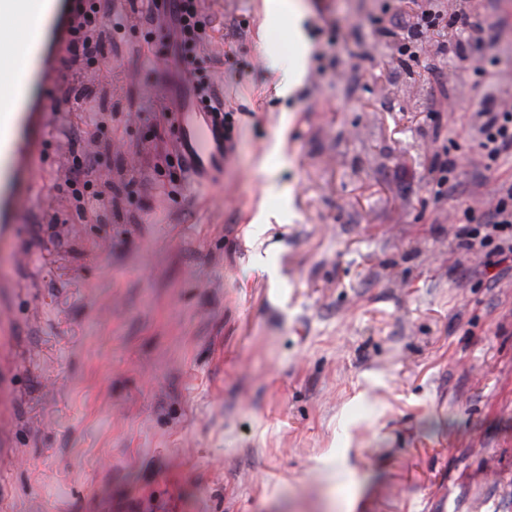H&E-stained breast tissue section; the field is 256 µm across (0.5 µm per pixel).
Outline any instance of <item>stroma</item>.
<instances>
[{"instance_id":"obj_1","label":"stroma","mask_w":512,"mask_h":512,"mask_svg":"<svg viewBox=\"0 0 512 512\" xmlns=\"http://www.w3.org/2000/svg\"><path fill=\"white\" fill-rule=\"evenodd\" d=\"M288 2H198L234 149L197 187L167 19L108 0L85 66L57 0L0 178V512H512V270L454 237L502 180L468 119L512 98V0H447L463 59L408 69L370 31L422 0ZM457 163L455 159L449 158L448 153H445L443 156L440 154H436L433 159L432 167L429 171V174H433L434 170L439 171L440 173H448V178L441 177L437 182V195L443 194V187L446 185V181H448V192L455 188L458 183L457 175H456Z\"/></svg>"}]
</instances>
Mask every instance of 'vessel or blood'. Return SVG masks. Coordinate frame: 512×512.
<instances>
[{
  "mask_svg": "<svg viewBox=\"0 0 512 512\" xmlns=\"http://www.w3.org/2000/svg\"><path fill=\"white\" fill-rule=\"evenodd\" d=\"M172 124L180 158L192 172L196 185H214L227 159L223 126L215 124L194 100L173 111Z\"/></svg>",
  "mask_w": 512,
  "mask_h": 512,
  "instance_id": "b4317fda",
  "label": "vessel or blood"
}]
</instances>
